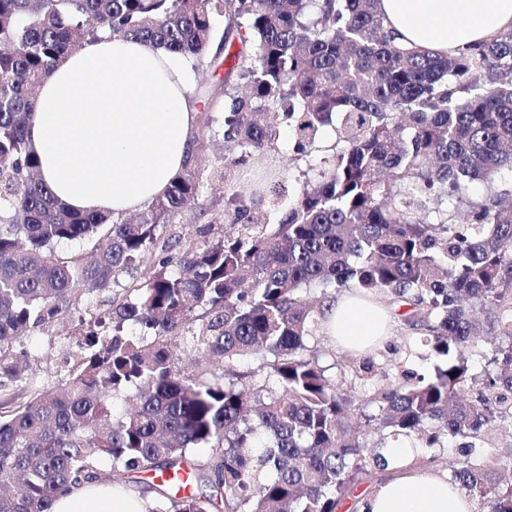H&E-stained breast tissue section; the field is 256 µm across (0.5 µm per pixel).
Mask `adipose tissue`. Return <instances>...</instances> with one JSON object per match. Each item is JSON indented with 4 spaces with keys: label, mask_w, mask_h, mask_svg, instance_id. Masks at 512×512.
<instances>
[{
    "label": "adipose tissue",
    "mask_w": 512,
    "mask_h": 512,
    "mask_svg": "<svg viewBox=\"0 0 512 512\" xmlns=\"http://www.w3.org/2000/svg\"><path fill=\"white\" fill-rule=\"evenodd\" d=\"M398 43L447 54L512 28V0H379ZM196 131L184 58L134 38L89 40L42 82L28 145L54 195L83 212L126 214L163 196L183 169ZM393 312L348 294L325 306L323 327L363 352ZM52 512H146L145 500L85 481L60 493ZM361 512H473L447 475L407 469L365 499Z\"/></svg>",
    "instance_id": "ef3b65f1"
}]
</instances>
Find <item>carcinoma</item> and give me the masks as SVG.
Here are the masks:
<instances>
[{"label":"carcinoma","mask_w":512,"mask_h":512,"mask_svg":"<svg viewBox=\"0 0 512 512\" xmlns=\"http://www.w3.org/2000/svg\"><path fill=\"white\" fill-rule=\"evenodd\" d=\"M101 33L194 64L231 60L245 84L223 91L216 180L276 148L284 126L294 157L326 154L318 177L288 198L273 190L264 211L238 200L222 234L196 229V250L158 246L198 198L196 158L219 108L210 88L188 164L137 221L69 210L26 148L27 123L45 74ZM505 173L512 29L434 55L396 43L377 0H0V512H52L68 486L131 473L148 476L147 512H339L389 467V441H410L421 465L419 449L457 437L450 481L478 512H512L499 448L512 435ZM474 181L488 192L463 208ZM63 241L91 252L62 255ZM125 275L108 307L79 318L65 384L14 395V346ZM340 288L410 307L405 321L442 364L377 390L375 362L362 361L344 378L360 388L350 396L308 346ZM130 323L143 333H124ZM487 336L499 342L477 371ZM257 355L263 374L238 369ZM358 404L376 413L362 423ZM371 432L381 438L369 446ZM196 448L204 461L188 457ZM182 471L213 493L180 496L158 480Z\"/></svg>","instance_id":"1"}]
</instances>
